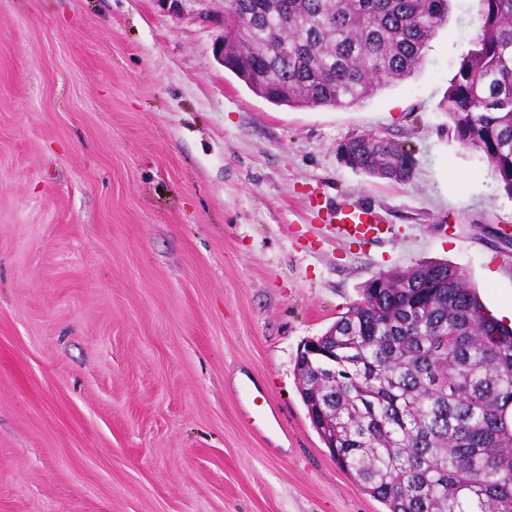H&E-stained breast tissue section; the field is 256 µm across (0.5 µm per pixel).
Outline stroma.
<instances>
[{
    "mask_svg": "<svg viewBox=\"0 0 512 512\" xmlns=\"http://www.w3.org/2000/svg\"><path fill=\"white\" fill-rule=\"evenodd\" d=\"M202 8L0 0V512H386L313 427L299 348L419 261L512 306V197L440 108L480 0L343 107L256 95ZM367 132L410 148L409 182L345 164ZM318 199L382 234L338 239Z\"/></svg>",
    "mask_w": 512,
    "mask_h": 512,
    "instance_id": "35a3bbf8",
    "label": "stroma"
}]
</instances>
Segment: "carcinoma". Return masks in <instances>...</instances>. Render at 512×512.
<instances>
[{
  "instance_id": "obj_1",
  "label": "carcinoma",
  "mask_w": 512,
  "mask_h": 512,
  "mask_svg": "<svg viewBox=\"0 0 512 512\" xmlns=\"http://www.w3.org/2000/svg\"><path fill=\"white\" fill-rule=\"evenodd\" d=\"M480 32L440 108L512 196V0H480ZM449 0H227L224 68L290 107L359 103L424 64ZM347 165L407 182L403 143L369 133ZM326 357L298 374L328 400L322 437L387 512H512V327L485 312L456 267L380 274L336 320ZM336 360V374L325 365Z\"/></svg>"
}]
</instances>
